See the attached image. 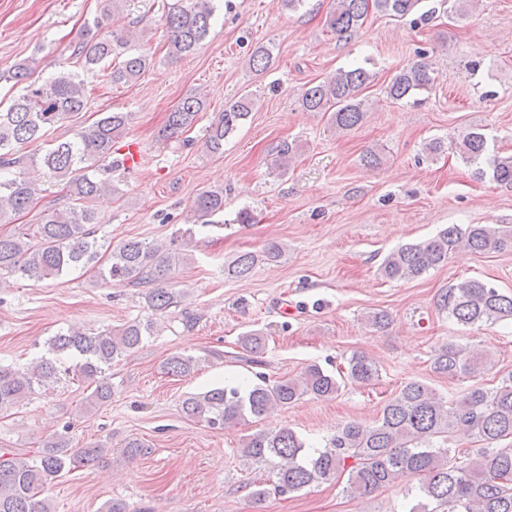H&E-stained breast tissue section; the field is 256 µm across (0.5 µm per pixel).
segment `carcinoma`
I'll list each match as a JSON object with an SVG mask.
<instances>
[{
    "instance_id": "cac0c4a2",
    "label": "carcinoma",
    "mask_w": 512,
    "mask_h": 512,
    "mask_svg": "<svg viewBox=\"0 0 512 512\" xmlns=\"http://www.w3.org/2000/svg\"><path fill=\"white\" fill-rule=\"evenodd\" d=\"M128 0H102L100 15L85 25L72 55L79 70L62 68L47 80H32L37 61L18 63L13 72L23 93L0 110V167L16 169L13 177L0 179V223L29 209L38 188L25 178L23 169L33 162L23 153L60 121L88 110L87 75L111 85L136 81L149 67V54L131 52L129 40L106 30L112 12ZM423 0H334L326 26L340 39H348L362 24L369 10L404 17L420 9ZM216 11L215 0H173L165 16L169 33L168 56L179 59L192 53L207 38ZM272 54L257 46L249 58L256 72L266 70ZM373 74L364 67L339 68L318 83L305 87L300 105L310 112L328 114V122L339 132L361 126L367 117L362 91ZM433 70L416 62L397 72L386 87L393 102L403 101L431 88ZM253 98L243 93L217 113L206 129L204 145L212 156L224 153V140L248 118ZM205 110L197 93L189 94L168 113L162 137L173 138L195 124ZM128 112H105L73 139L60 142L39 156L40 165L59 184L65 185L69 202L63 208L49 207L41 213L36 230L29 234L0 235V273L44 280L59 277L79 267L93 265L106 282L126 281L147 286L148 307L164 313L180 303V294L162 284L186 254L176 248L162 252L157 247L128 239L111 247L97 237L94 203L118 189L99 176L98 162L112 157L115 140L129 124ZM456 153L476 166L475 174L512 187V155L488 156L486 136L469 129L454 143ZM275 166L283 168L296 154L293 143L275 147ZM224 211V189L211 188L195 199L192 212L197 221L208 222ZM460 249L475 253L512 249V234L483 224H449L433 237L408 243L389 253L380 265V275L389 281L422 276L448 261ZM285 246L269 241L262 254L245 252L227 267L225 274L246 278L261 261L276 262ZM437 306L463 326L512 323V296L479 279L451 284L438 296ZM154 323L129 321L118 329L99 332L59 331L47 341L48 355L20 370L0 365V414L22 402L34 387L52 388L62 377L93 386L88 400L103 405L111 400L107 378L112 362L137 349L153 332ZM243 351L239 360L261 366L265 336L252 330L238 339ZM488 354L468 353L458 345L443 344L432 361V371L449 379L474 377L486 369ZM191 357L173 356L164 371L184 376L194 370ZM379 378L376 361L355 353L346 372L338 376L314 364L296 377L272 380L264 372L246 387L224 385L187 396L182 412L211 428L222 429L246 420L257 421L277 407H287L306 395L332 398L348 383L368 385ZM470 434L488 444L512 438V374L493 388L474 386L460 398L446 402L423 382L410 381L384 405L380 418L371 425L346 423L322 448L311 447L288 427L261 430L249 436L242 457L258 467L270 469V481L279 493L300 491L314 483L339 481L347 476L343 491L365 498L404 476H415L418 484L407 491L408 512H512V447L484 448L476 454L448 447L455 432ZM106 449L70 447L64 436L44 444L29 457L0 448V512H48L45 488L54 479L77 467L100 461Z\"/></svg>"
}]
</instances>
